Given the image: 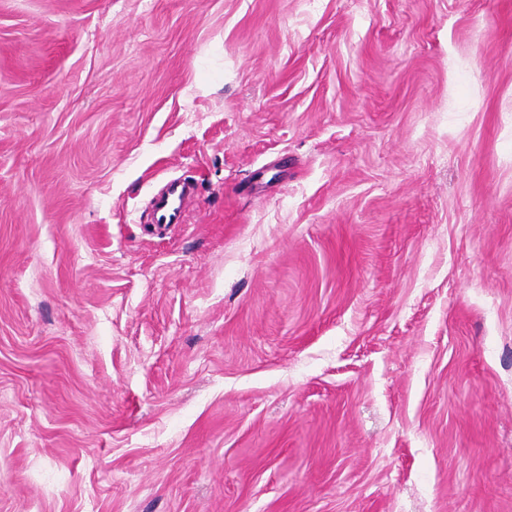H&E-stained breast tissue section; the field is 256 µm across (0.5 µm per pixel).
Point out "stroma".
I'll use <instances>...</instances> for the list:
<instances>
[{"label": "stroma", "instance_id": "stroma-1", "mask_svg": "<svg viewBox=\"0 0 512 512\" xmlns=\"http://www.w3.org/2000/svg\"><path fill=\"white\" fill-rule=\"evenodd\" d=\"M0 512H512V0H0ZM185 192V186L173 184L166 194L157 199L154 207L155 224H182L184 222L182 200Z\"/></svg>", "mask_w": 512, "mask_h": 512}]
</instances>
